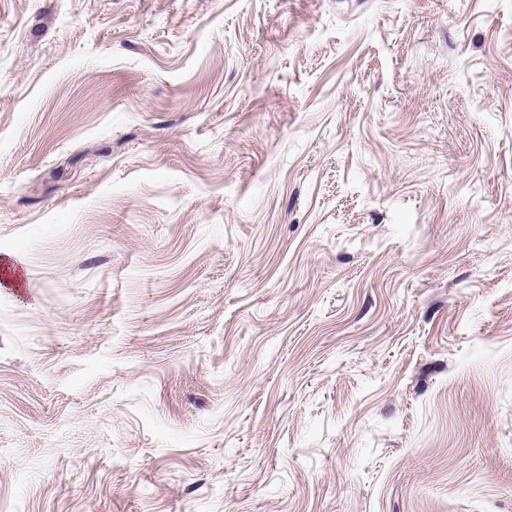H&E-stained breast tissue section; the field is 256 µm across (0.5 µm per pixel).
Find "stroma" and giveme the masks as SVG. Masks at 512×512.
<instances>
[{
	"label": "stroma",
	"instance_id": "stroma-1",
	"mask_svg": "<svg viewBox=\"0 0 512 512\" xmlns=\"http://www.w3.org/2000/svg\"><path fill=\"white\" fill-rule=\"evenodd\" d=\"M0 512H512V0H0Z\"/></svg>",
	"mask_w": 512,
	"mask_h": 512
}]
</instances>
